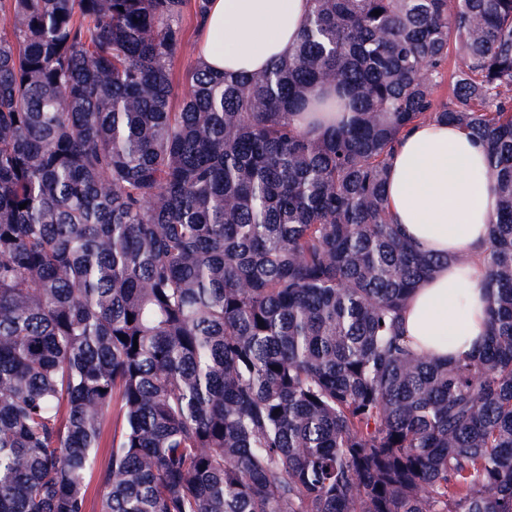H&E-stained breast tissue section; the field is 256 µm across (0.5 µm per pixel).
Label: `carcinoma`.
<instances>
[{
    "label": "carcinoma",
    "mask_w": 512,
    "mask_h": 512,
    "mask_svg": "<svg viewBox=\"0 0 512 512\" xmlns=\"http://www.w3.org/2000/svg\"><path fill=\"white\" fill-rule=\"evenodd\" d=\"M208 2L0 0V512H86L94 476L99 512H512V0H309L174 112ZM431 121L498 194L485 345L446 361L400 313L449 258L386 200ZM121 416L117 407H112L106 415L104 426L99 440L98 467H105L109 459V449L112 445V433L115 427L120 426Z\"/></svg>",
    "instance_id": "carcinoma-1"
}]
</instances>
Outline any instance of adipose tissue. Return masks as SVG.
Segmentation results:
<instances>
[{"instance_id":"obj_1","label":"adipose tissue","mask_w":512,"mask_h":512,"mask_svg":"<svg viewBox=\"0 0 512 512\" xmlns=\"http://www.w3.org/2000/svg\"><path fill=\"white\" fill-rule=\"evenodd\" d=\"M308 10L309 0H211L199 57L213 70L260 71L288 54ZM387 204L411 242L449 258L403 309L411 349L439 359L477 353L486 337L481 257L497 207L481 146L455 125L417 124L389 167ZM463 253L467 262H456Z\"/></svg>"}]
</instances>
